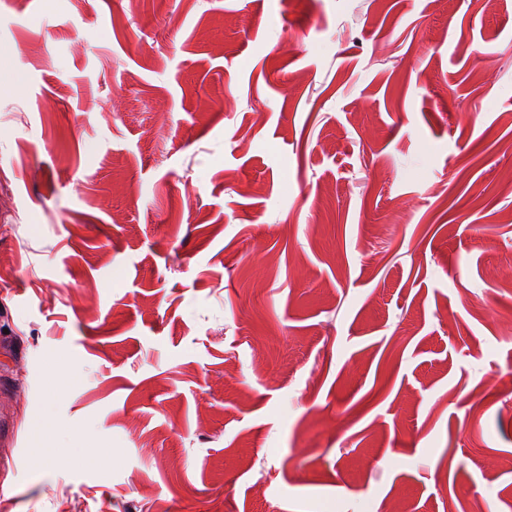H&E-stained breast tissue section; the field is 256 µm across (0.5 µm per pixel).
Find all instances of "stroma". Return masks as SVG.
Returning <instances> with one entry per match:
<instances>
[{
  "instance_id": "stroma-1",
  "label": "stroma",
  "mask_w": 512,
  "mask_h": 512,
  "mask_svg": "<svg viewBox=\"0 0 512 512\" xmlns=\"http://www.w3.org/2000/svg\"><path fill=\"white\" fill-rule=\"evenodd\" d=\"M511 169L512 0H0V512H512Z\"/></svg>"
}]
</instances>
